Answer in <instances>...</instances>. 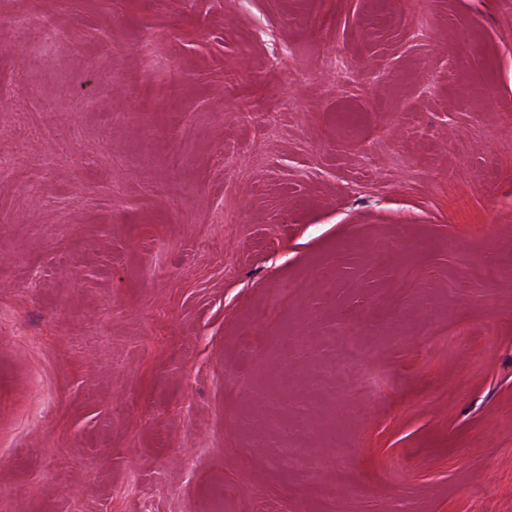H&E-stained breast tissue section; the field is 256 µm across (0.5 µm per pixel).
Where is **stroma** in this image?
Listing matches in <instances>:
<instances>
[{
    "instance_id": "35a3bbf8",
    "label": "stroma",
    "mask_w": 512,
    "mask_h": 512,
    "mask_svg": "<svg viewBox=\"0 0 512 512\" xmlns=\"http://www.w3.org/2000/svg\"><path fill=\"white\" fill-rule=\"evenodd\" d=\"M390 2L0 0V512H512V0ZM301 288H303V284L300 281H290L279 288L276 299L265 310L266 318L272 322L277 321L282 307L298 294ZM340 344L345 351L348 363H355L364 358L365 347L359 342L357 331L353 327H346L340 334ZM276 459L280 466L289 471L306 472L310 469L314 458L312 448H299L294 445L279 448Z\"/></svg>"
}]
</instances>
